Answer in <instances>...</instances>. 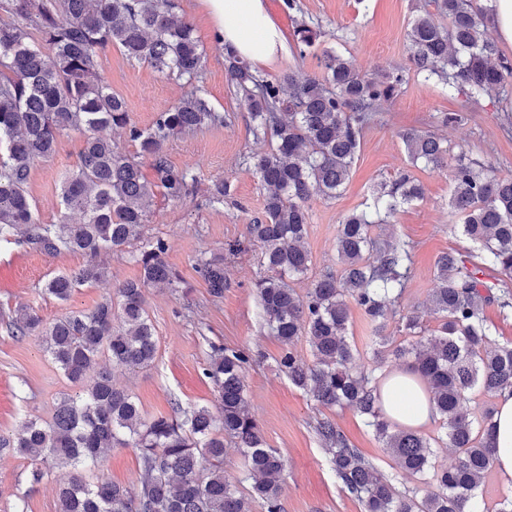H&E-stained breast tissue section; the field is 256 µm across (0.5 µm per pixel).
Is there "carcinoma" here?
I'll return each mask as SVG.
<instances>
[{
	"label": "carcinoma",
	"mask_w": 512,
	"mask_h": 512,
	"mask_svg": "<svg viewBox=\"0 0 512 512\" xmlns=\"http://www.w3.org/2000/svg\"><path fill=\"white\" fill-rule=\"evenodd\" d=\"M179 8V0H0V243L50 256H85L80 269L41 288L63 302L105 276L101 254L141 243L133 254L138 278L93 309L47 323L34 307L19 305L4 320L14 336L41 334L53 362L71 382L83 384L82 393L57 402L51 420L28 419L16 434L0 433V454L32 462L31 484L41 483L53 467L73 470L58 489L60 512H252L257 500L265 512H282L287 460L265 446L249 414V352L212 347L205 375L216 387L217 415L205 406L185 412L178 407L174 417L147 418L100 366L103 357L130 371L154 362L155 330L144 292L157 285L175 290L181 279L165 260V241L142 240L143 227L154 188L171 200L185 199L195 188L194 176L174 168L164 148L177 134L224 122L193 86L204 51L193 25L177 16ZM416 12L406 35L409 66L381 75L362 71L333 50L319 57L321 74L302 79L291 73L263 78L247 61L224 57L254 136L269 138L266 151L250 156L266 195L262 216L247 225V236L261 247L270 271L257 280L256 290L267 324L286 346L280 365L288 378L323 407L354 408L406 476L417 479L409 486L380 473L333 421L319 420L315 430L331 468L363 512H488L477 489L494 455L493 413L478 417L468 403L475 392L512 391V343L496 339L485 315L490 305L504 317L512 313V178L495 176L463 150L453 152L433 132L401 134L412 164L448 171V208L460 219L456 230L479 245L475 255L450 251L436 261L438 285L430 306L441 324L434 335H421L417 316L398 315L410 277V245L370 234L371 225L423 198V187L408 170L376 185L370 210L338 225L341 274L322 273L303 296L289 284L311 264L304 246L309 203L340 194L373 112L397 96L410 71L438 77L469 101L506 93L512 60L488 35L493 0L479 6L474 0H418ZM437 16L448 18V27ZM319 36L300 24L294 30L298 54L307 55ZM112 47L191 89L157 113L151 126L138 127L100 74ZM110 127L125 130L137 152L127 154L102 135ZM71 131L82 137L80 162L60 182V218L43 224L26 191L32 165L51 158L58 137ZM146 161L154 183L142 173ZM200 270L210 294L223 297L224 263L202 259ZM350 300L375 325L370 367L356 361L349 342ZM395 318L414 341L392 353L410 359V369L425 384L433 418L442 421L448 447L457 454L447 466L435 461L431 439L384 412L385 377L375 371L389 344L383 332ZM300 336L308 337L315 352L312 365L292 351ZM226 435L236 440L252 475L246 494L224 479ZM129 447L139 450L141 463L134 483L85 478L106 451Z\"/></svg>",
	"instance_id": "cac0c4a2"
}]
</instances>
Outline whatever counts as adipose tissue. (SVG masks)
<instances>
[{
	"mask_svg": "<svg viewBox=\"0 0 512 512\" xmlns=\"http://www.w3.org/2000/svg\"><path fill=\"white\" fill-rule=\"evenodd\" d=\"M213 36L226 53L260 68L287 50L282 32L264 0H202ZM386 414L400 425L420 428L432 419V408L421 379L409 371L390 373L382 386ZM493 466L505 484H512V393L503 392L494 415Z\"/></svg>",
	"mask_w": 512,
	"mask_h": 512,
	"instance_id": "adipose-tissue-1",
	"label": "adipose tissue"
}]
</instances>
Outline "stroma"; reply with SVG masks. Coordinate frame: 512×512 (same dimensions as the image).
Returning <instances> with one entry per match:
<instances>
[{
  "label": "stroma",
  "mask_w": 512,
  "mask_h": 512,
  "mask_svg": "<svg viewBox=\"0 0 512 512\" xmlns=\"http://www.w3.org/2000/svg\"><path fill=\"white\" fill-rule=\"evenodd\" d=\"M415 0H267V8L283 32L292 36L297 24L319 28L313 52L298 57L295 48L260 68L271 78L294 72L317 74L318 57L332 48L353 58L367 73H383L406 62V34L414 18ZM180 13L190 20L204 50V67L196 81L224 124L172 138L165 146L169 163L195 176L193 196L173 201L155 195L143 229L147 239L162 238L165 258L181 277L178 291L157 287L145 292V308L154 325L157 354L154 363L134 372L114 369L115 384L132 394L146 417L167 415L174 404L183 408L215 407L214 383L205 373L212 346L223 345L252 353L246 378L249 409L268 447L287 460L281 503L284 512H362L361 504L337 481L315 432L321 418H329L350 443L386 475L398 473L396 459L382 448L363 419L350 408H325L293 385L280 366L284 347L266 324L255 289L265 270L261 251L247 240L246 226L263 211L265 191L244 157L258 149L250 114L240 107L224 69V53L212 40L210 20L201 0H180ZM102 70L113 92L121 95L133 122L149 127L158 112L185 93L183 81L163 76L144 63L129 60L111 48ZM461 113V121L442 127L443 113ZM418 128L443 134L449 143L462 144L473 158L491 164L498 176L512 177V96L481 98L478 102L448 91L437 79L410 76L394 99L382 103L376 121L366 131L351 175L333 200H313L305 246L311 254L308 273L292 283L297 293L308 288L325 270H340L336 233L342 219L364 210L375 183L395 176L409 165L403 130ZM82 138L68 132L58 139L49 160L33 167L28 195L41 222L59 217L58 182L79 162ZM425 189L423 200L404 206L390 223L377 224L372 233L391 242L412 244V266L401 301L403 313H418L426 332H434L439 318L429 306L437 286L435 264L451 250H472L473 244L454 232L448 212L450 180L447 172L417 170ZM229 184L232 203L217 204L210 196L216 181ZM241 243L231 255L227 247ZM220 257L227 270L221 299L209 295L196 268L199 258ZM107 277L82 286L65 302L43 295L44 283L59 273L82 267L77 253L48 256L18 245H0V311L30 304L45 322L70 312L92 309L112 295L119 283L136 279L139 268L130 253L104 256ZM80 385L68 380L44 351L41 336H14L0 321V433L12 434L26 419H50L60 396L78 394ZM28 460L0 456V512H13L25 500L27 512H58L57 487L71 471L55 469L51 480L31 485Z\"/></svg>",
  "instance_id": "1"
}]
</instances>
